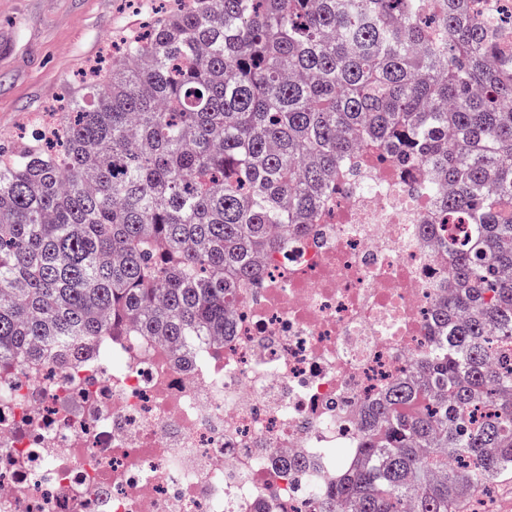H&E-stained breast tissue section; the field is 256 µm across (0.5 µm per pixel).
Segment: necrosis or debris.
I'll list each match as a JSON object with an SVG mask.
<instances>
[{
    "instance_id": "necrosis-or-debris-1",
    "label": "necrosis or debris",
    "mask_w": 512,
    "mask_h": 512,
    "mask_svg": "<svg viewBox=\"0 0 512 512\" xmlns=\"http://www.w3.org/2000/svg\"><path fill=\"white\" fill-rule=\"evenodd\" d=\"M357 150L263 254L234 333L123 336L0 364V512H315L368 405L433 344L448 266L423 169Z\"/></svg>"
}]
</instances>
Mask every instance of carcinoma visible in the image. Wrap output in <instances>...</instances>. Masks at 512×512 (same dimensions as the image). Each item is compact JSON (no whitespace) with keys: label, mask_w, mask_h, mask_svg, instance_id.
Returning a JSON list of instances; mask_svg holds the SVG:
<instances>
[{"label":"carcinoma","mask_w":512,"mask_h":512,"mask_svg":"<svg viewBox=\"0 0 512 512\" xmlns=\"http://www.w3.org/2000/svg\"><path fill=\"white\" fill-rule=\"evenodd\" d=\"M0 149V362L37 345L230 336L236 288L346 156L436 172L452 292L319 512H481L512 477V56L475 0H179Z\"/></svg>","instance_id":"obj_1"}]
</instances>
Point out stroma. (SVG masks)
<instances>
[{
	"label": "stroma",
	"mask_w": 512,
	"mask_h": 512,
	"mask_svg": "<svg viewBox=\"0 0 512 512\" xmlns=\"http://www.w3.org/2000/svg\"><path fill=\"white\" fill-rule=\"evenodd\" d=\"M164 0H0V147L68 101L107 42L141 31Z\"/></svg>",
	"instance_id": "35a3bbf8"
}]
</instances>
